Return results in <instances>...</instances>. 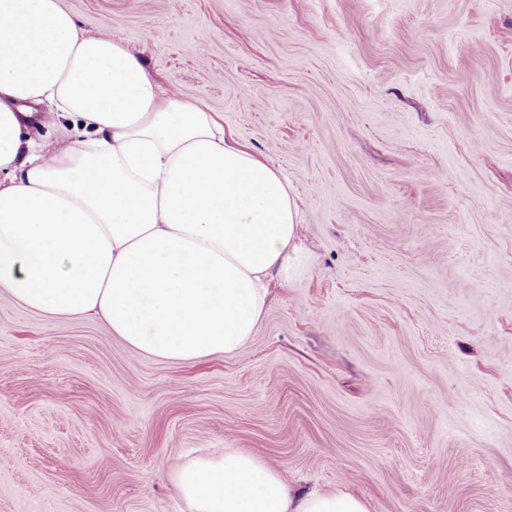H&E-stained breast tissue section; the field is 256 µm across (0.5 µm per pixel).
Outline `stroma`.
Here are the masks:
<instances>
[{"label":"stroma","mask_w":512,"mask_h":512,"mask_svg":"<svg viewBox=\"0 0 512 512\" xmlns=\"http://www.w3.org/2000/svg\"><path fill=\"white\" fill-rule=\"evenodd\" d=\"M278 168L309 265L240 353L0 287V512H187L227 448L368 512H512V0H61Z\"/></svg>","instance_id":"1"}]
</instances>
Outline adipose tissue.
Segmentation results:
<instances>
[{
	"label": "adipose tissue",
	"mask_w": 512,
	"mask_h": 512,
	"mask_svg": "<svg viewBox=\"0 0 512 512\" xmlns=\"http://www.w3.org/2000/svg\"><path fill=\"white\" fill-rule=\"evenodd\" d=\"M42 103L64 120L50 156L27 134ZM301 221L287 178L204 103L163 90L60 0H0V286L17 301L100 318L137 355H235L265 317L266 280L302 259ZM168 473L188 512H368L231 448Z\"/></svg>",
	"instance_id": "ef3b65f1"
}]
</instances>
